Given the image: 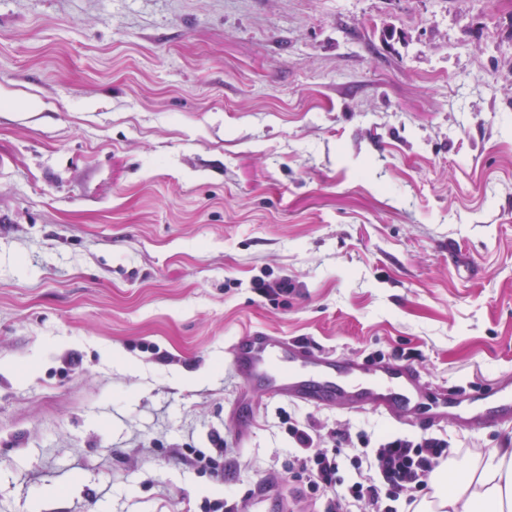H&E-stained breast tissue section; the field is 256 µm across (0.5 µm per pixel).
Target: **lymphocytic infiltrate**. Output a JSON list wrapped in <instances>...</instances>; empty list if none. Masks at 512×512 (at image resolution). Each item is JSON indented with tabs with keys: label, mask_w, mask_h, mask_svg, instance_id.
I'll return each mask as SVG.
<instances>
[{
	"label": "lymphocytic infiltrate",
	"mask_w": 512,
	"mask_h": 512,
	"mask_svg": "<svg viewBox=\"0 0 512 512\" xmlns=\"http://www.w3.org/2000/svg\"><path fill=\"white\" fill-rule=\"evenodd\" d=\"M288 435L294 442L288 463L272 475L304 482L311 499L324 502L325 512H350L360 502L370 512H398L401 496L427 489L431 474L454 454L447 439L434 435H386L373 443L361 433L345 436L340 448L324 446L309 426L289 423ZM347 463L354 478L342 474Z\"/></svg>",
	"instance_id": "lymphocytic-infiltrate-1"
}]
</instances>
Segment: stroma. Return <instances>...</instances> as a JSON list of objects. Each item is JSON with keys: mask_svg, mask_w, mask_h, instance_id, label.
Wrapping results in <instances>:
<instances>
[{"mask_svg": "<svg viewBox=\"0 0 512 512\" xmlns=\"http://www.w3.org/2000/svg\"><path fill=\"white\" fill-rule=\"evenodd\" d=\"M254 330L512 377V0H0V512H249L288 420L419 437L264 402Z\"/></svg>", "mask_w": 512, "mask_h": 512, "instance_id": "35a3bbf8", "label": "stroma"}]
</instances>
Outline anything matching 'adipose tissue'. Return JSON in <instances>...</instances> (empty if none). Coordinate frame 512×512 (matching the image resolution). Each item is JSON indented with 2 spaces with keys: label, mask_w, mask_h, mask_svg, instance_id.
<instances>
[{
  "label": "adipose tissue",
  "mask_w": 512,
  "mask_h": 512,
  "mask_svg": "<svg viewBox=\"0 0 512 512\" xmlns=\"http://www.w3.org/2000/svg\"><path fill=\"white\" fill-rule=\"evenodd\" d=\"M434 488L414 512H512V448L494 449L464 470L439 471Z\"/></svg>",
  "instance_id": "obj_1"
}]
</instances>
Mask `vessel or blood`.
<instances>
[{"label": "vessel or blood", "instance_id": "b4317fda", "mask_svg": "<svg viewBox=\"0 0 512 512\" xmlns=\"http://www.w3.org/2000/svg\"><path fill=\"white\" fill-rule=\"evenodd\" d=\"M231 370L250 390L269 400L356 412L373 411L426 429L467 409L474 428L512 427V379L491 388L454 392L428 402L421 374L406 361L340 359L335 353L255 330L239 337L228 352Z\"/></svg>", "mask_w": 512, "mask_h": 512}]
</instances>
